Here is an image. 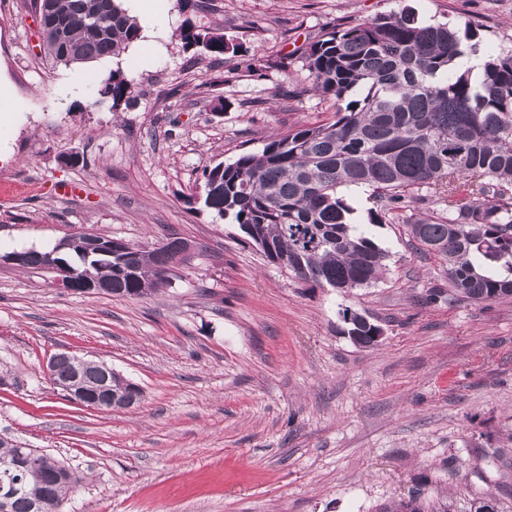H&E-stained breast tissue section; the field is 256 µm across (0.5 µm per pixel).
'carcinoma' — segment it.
Segmentation results:
<instances>
[{"mask_svg": "<svg viewBox=\"0 0 512 512\" xmlns=\"http://www.w3.org/2000/svg\"><path fill=\"white\" fill-rule=\"evenodd\" d=\"M45 25L61 29L76 47L44 50L66 66L118 55L140 38L141 22L120 0H50ZM479 38L448 23L421 24L410 12L391 13L332 27L301 53L306 80L292 95L313 90L331 102L334 120L301 124L268 140L258 152L203 171V204L229 217L250 240L267 245L266 258L306 282L347 292L376 283L389 253L366 230L349 223L352 208L342 188H369L372 224H403L418 249L448 265V297L473 302L512 298V52L488 55L480 70H460L464 41ZM185 50L227 64L240 45L221 32L188 21L180 31ZM98 94L112 104L130 100V83L118 72L101 79ZM448 198L440 212L410 205ZM185 243L170 237L143 251L133 271L121 257L89 254L78 247L57 259L74 272L73 291L88 281L112 283V295L139 299L168 287L170 265ZM343 333L362 346L377 325L348 308ZM104 381L98 366L82 368L81 388L95 392ZM17 462L19 491L6 512H48L68 503L74 488L54 479L56 459L30 460L20 444L0 443V461ZM381 512H447L426 509L418 498Z\"/></svg>", "mask_w": 512, "mask_h": 512, "instance_id": "cac0c4a2", "label": "carcinoma"}]
</instances>
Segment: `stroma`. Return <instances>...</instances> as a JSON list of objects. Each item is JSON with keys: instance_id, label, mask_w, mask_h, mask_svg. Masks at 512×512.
I'll return each mask as SVG.
<instances>
[{"instance_id": "obj_1", "label": "stroma", "mask_w": 512, "mask_h": 512, "mask_svg": "<svg viewBox=\"0 0 512 512\" xmlns=\"http://www.w3.org/2000/svg\"><path fill=\"white\" fill-rule=\"evenodd\" d=\"M402 10L479 26L472 63L512 51V0H212L192 15L170 0L148 66L135 44L65 66L39 48L34 0H0V79L21 107L0 128L12 148L0 162V255L80 231L198 245L171 286L135 300L0 264V436L79 472L66 512H378L416 493L448 512L486 496L512 512L490 457L512 449V301L430 299L448 287L444 267L401 224L371 226L390 253L375 284L315 287L200 199L204 169L333 121L318 93L280 94V63L305 78L307 41ZM189 20L240 44L238 69L192 61L180 40ZM115 70L131 104L97 93ZM75 74L83 95L59 105ZM76 154L81 164L65 165ZM347 308L382 328L377 345L343 334ZM63 351L111 365L141 402H71L45 372Z\"/></svg>"}]
</instances>
